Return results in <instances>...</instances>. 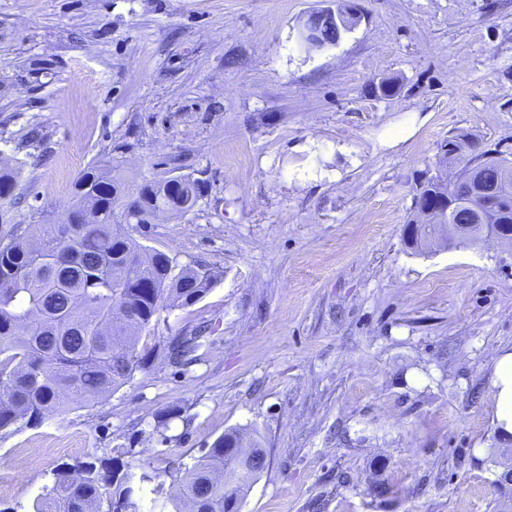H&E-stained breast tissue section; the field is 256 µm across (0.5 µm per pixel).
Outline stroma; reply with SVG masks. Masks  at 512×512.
I'll return each instance as SVG.
<instances>
[{"instance_id":"obj_1","label":"stroma","mask_w":512,"mask_h":512,"mask_svg":"<svg viewBox=\"0 0 512 512\" xmlns=\"http://www.w3.org/2000/svg\"><path fill=\"white\" fill-rule=\"evenodd\" d=\"M330 2L0 0L13 223L66 213L95 162L131 187L189 175L196 207L143 243L221 272L109 398L0 432V512L91 456L175 479L232 429L269 455L241 512H512L488 398L512 247L404 242L450 137L512 147V0H354V31L304 48Z\"/></svg>"}]
</instances>
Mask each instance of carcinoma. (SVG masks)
<instances>
[{
    "label": "carcinoma",
    "instance_id": "1",
    "mask_svg": "<svg viewBox=\"0 0 512 512\" xmlns=\"http://www.w3.org/2000/svg\"><path fill=\"white\" fill-rule=\"evenodd\" d=\"M348 27L325 22L310 41L333 45ZM448 163L479 161L484 180L509 189L507 214L489 232L512 246V151L482 150L471 134L444 143ZM14 171L0 169V218L17 204ZM451 213L431 224L412 214L406 236L421 251L445 239L444 224L466 220L467 185H447ZM74 208L50 224L9 231L0 242V431L36 426L71 404L90 405L112 395L139 366L137 344L167 308L191 307L217 283L209 269L181 265L175 256L139 242L160 218L192 211L203 193L198 179L146 180L129 192L110 166L92 165L73 187ZM82 224L72 223L81 212ZM254 438L239 446V432L218 437L183 476L166 483L158 475H122L97 458L54 470L52 484L34 512H140L136 481L154 483L151 493L172 512H238V503L267 468Z\"/></svg>",
    "mask_w": 512,
    "mask_h": 512
}]
</instances>
